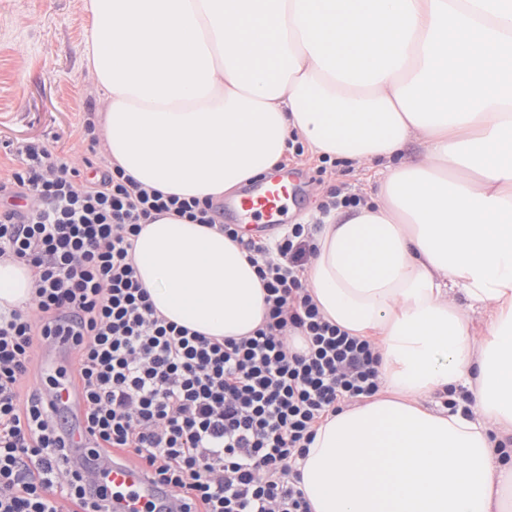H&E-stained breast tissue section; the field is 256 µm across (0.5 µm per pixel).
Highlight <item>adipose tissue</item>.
<instances>
[{"label":"adipose tissue","mask_w":512,"mask_h":512,"mask_svg":"<svg viewBox=\"0 0 512 512\" xmlns=\"http://www.w3.org/2000/svg\"><path fill=\"white\" fill-rule=\"evenodd\" d=\"M107 158L144 186L216 198L299 135L381 168L331 214L306 272L325 318L374 339L383 389L329 416L300 462L311 512H512V0H83ZM421 158L401 162L409 140ZM168 321L250 335L265 291L239 245L173 215L134 241ZM33 273L0 260V307ZM487 316L484 336L470 314ZM467 388V407L434 410Z\"/></svg>","instance_id":"adipose-tissue-1"}]
</instances>
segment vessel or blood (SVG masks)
<instances>
[{"mask_svg": "<svg viewBox=\"0 0 512 512\" xmlns=\"http://www.w3.org/2000/svg\"><path fill=\"white\" fill-rule=\"evenodd\" d=\"M299 178L298 170L286 171L281 177L263 182L225 203L224 209L233 221L248 226L257 235L284 228L288 213L289 189ZM72 346L67 337H58L55 346L48 349L45 372L52 375L67 368ZM98 482L105 486L112 498L113 512H148V506L158 499L175 504L176 491H158L148 483L141 468L131 464L102 466L96 473Z\"/></svg>", "mask_w": 512, "mask_h": 512, "instance_id": "b4317fda", "label": "vessel or blood"}]
</instances>
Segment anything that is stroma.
Masks as SVG:
<instances>
[{"mask_svg":"<svg viewBox=\"0 0 512 512\" xmlns=\"http://www.w3.org/2000/svg\"><path fill=\"white\" fill-rule=\"evenodd\" d=\"M84 28L81 0H0V180L26 141L65 148L79 164L87 157L81 117L103 103L83 63ZM378 182L364 166L339 165L332 178L310 183L290 221L314 218L330 187L366 198Z\"/></svg>","mask_w":512,"mask_h":512,"instance_id":"stroma-1","label":"stroma"}]
</instances>
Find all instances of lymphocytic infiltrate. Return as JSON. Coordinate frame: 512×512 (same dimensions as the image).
Here are the masks:
<instances>
[{"mask_svg": "<svg viewBox=\"0 0 512 512\" xmlns=\"http://www.w3.org/2000/svg\"><path fill=\"white\" fill-rule=\"evenodd\" d=\"M17 157L0 181V258L32 266L35 291L30 308L0 312V512H110L93 473L112 460L177 491L184 512H311L299 459L328 415L382 388L375 346L327 321L306 286L316 222L253 238L217 224L212 199L146 189L120 166L29 143ZM162 213L247 252L267 306L251 335L219 340L156 313L132 253ZM56 336L73 342L80 416L47 401L39 357ZM79 422L95 444L65 473Z\"/></svg>", "mask_w": 512, "mask_h": 512, "instance_id": "1", "label": "lymphocytic infiltrate"}]
</instances>
